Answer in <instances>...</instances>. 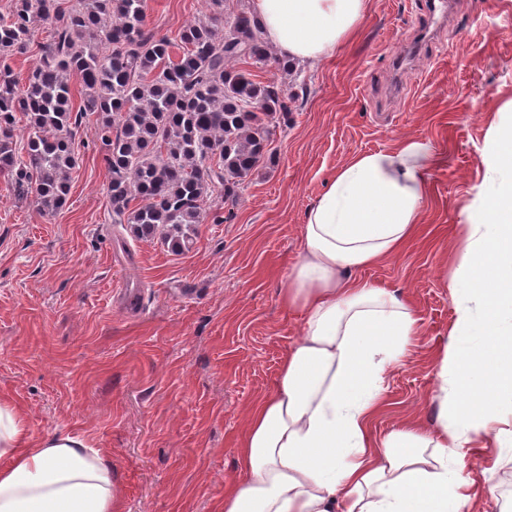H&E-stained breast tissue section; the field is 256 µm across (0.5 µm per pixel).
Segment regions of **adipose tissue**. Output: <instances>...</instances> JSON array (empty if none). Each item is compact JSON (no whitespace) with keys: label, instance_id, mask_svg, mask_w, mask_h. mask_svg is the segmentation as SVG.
I'll return each mask as SVG.
<instances>
[{"label":"adipose tissue","instance_id":"adipose-tissue-1","mask_svg":"<svg viewBox=\"0 0 512 512\" xmlns=\"http://www.w3.org/2000/svg\"><path fill=\"white\" fill-rule=\"evenodd\" d=\"M369 0H253L266 40L290 61L318 62L353 40ZM430 143L406 137L351 157L309 206L303 250L280 290L302 330L274 390L252 403L239 436L246 478L224 486L222 512H474L464 450L512 395V124L495 130L491 176L459 231L456 321L439 365L438 428L374 437L383 375L420 321L400 295L358 278L396 256L422 222ZM468 354L458 342L473 327ZM101 450L77 433L33 437L0 396V512H123Z\"/></svg>","mask_w":512,"mask_h":512}]
</instances>
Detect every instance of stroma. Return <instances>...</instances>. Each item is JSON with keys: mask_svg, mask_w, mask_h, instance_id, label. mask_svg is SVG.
I'll list each match as a JSON object with an SVG mask.
<instances>
[{"mask_svg": "<svg viewBox=\"0 0 512 512\" xmlns=\"http://www.w3.org/2000/svg\"><path fill=\"white\" fill-rule=\"evenodd\" d=\"M428 0H370L360 34L318 63L275 130L274 156L242 185L223 223L205 218L194 247L175 254L131 239L111 221L108 171L82 125L67 204L42 214L0 178V395L31 433L86 435L119 481L125 512H221L239 479L246 411L275 387L301 318L279 290L302 253V224L328 176L350 157L405 137L436 162L416 237L361 279L407 298L421 322L384 375L369 422L438 425L439 354L456 318L445 274L487 175L492 131L512 113V0H456L442 35L421 36ZM205 0H145L147 30L175 37L207 14ZM412 64L393 60L406 46ZM478 512L512 503V463L484 470L468 449Z\"/></svg>", "mask_w": 512, "mask_h": 512, "instance_id": "stroma-1", "label": "stroma"}]
</instances>
